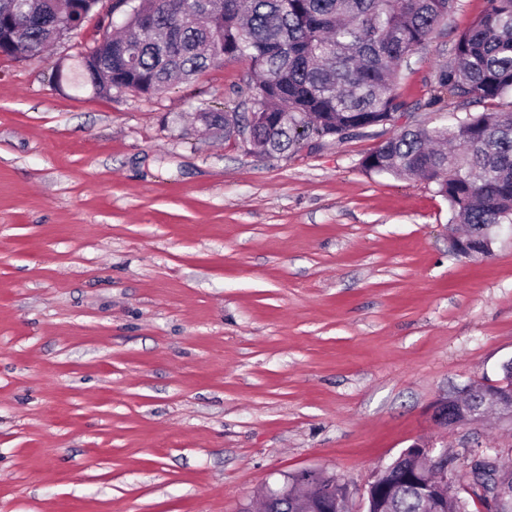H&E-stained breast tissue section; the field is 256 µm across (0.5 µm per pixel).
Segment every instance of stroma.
Masks as SVG:
<instances>
[{"mask_svg":"<svg viewBox=\"0 0 512 512\" xmlns=\"http://www.w3.org/2000/svg\"><path fill=\"white\" fill-rule=\"evenodd\" d=\"M486 7L459 0L402 69L411 123L446 121L434 74ZM129 11L0 55V512H240L303 471L358 512L434 439L512 466V425L434 420L512 359V234L455 252L434 185L362 167L392 127L281 155L206 131L252 107L239 61L152 96L56 88ZM384 468L385 467L376 472L372 481L361 494V510H358V512H380L379 510H374L379 509L383 505L386 495L390 490L389 478L387 477L380 480L378 477L379 472Z\"/></svg>","mask_w":512,"mask_h":512,"instance_id":"1","label":"stroma"}]
</instances>
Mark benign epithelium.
Wrapping results in <instances>:
<instances>
[{
  "instance_id": "benign-epithelium-1",
  "label": "benign epithelium",
  "mask_w": 512,
  "mask_h": 512,
  "mask_svg": "<svg viewBox=\"0 0 512 512\" xmlns=\"http://www.w3.org/2000/svg\"><path fill=\"white\" fill-rule=\"evenodd\" d=\"M493 407L501 420L512 421V384L470 385L460 397L447 398L437 406L439 423L477 422L485 408ZM418 453L404 458L412 470L416 488L421 492L425 512H447L448 495L456 484V471L448 467V450L439 448L434 442H417ZM296 477L306 483V491L290 497L291 512H353L350 508L349 492L340 478L328 481L317 472L298 473ZM390 490V480L373 476L361 494L359 512H375L385 501ZM288 494V483L278 487L265 485L263 490L266 512L270 506ZM512 495V482L496 484L490 493L483 494V507L489 508L504 496Z\"/></svg>"
}]
</instances>
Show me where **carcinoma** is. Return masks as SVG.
Returning <instances> with one entry per match:
<instances>
[{"label":"carcinoma","instance_id":"obj_1","mask_svg":"<svg viewBox=\"0 0 512 512\" xmlns=\"http://www.w3.org/2000/svg\"><path fill=\"white\" fill-rule=\"evenodd\" d=\"M101 0H0V53L27 59L79 26ZM486 11L454 42L436 72L465 109L441 126L401 125L362 161L377 174L417 176L448 203L450 222L496 240L512 224V109L468 112L512 96V0ZM458 0H138L124 34L80 55L78 86L112 96L154 95L226 59L252 73L251 112L216 108L207 125L228 137L252 130L254 147L284 154L310 137L391 125L403 115L396 92L410 56L447 23ZM471 492L495 485L475 464ZM384 512H421L414 482L402 479Z\"/></svg>","mask_w":512,"mask_h":512}]
</instances>
